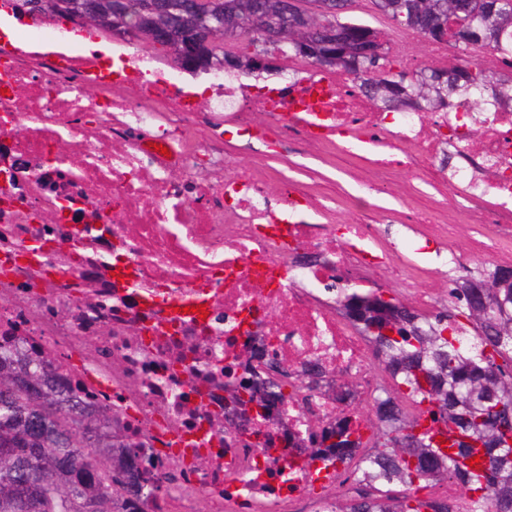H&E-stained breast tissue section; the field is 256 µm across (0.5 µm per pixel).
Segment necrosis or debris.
I'll use <instances>...</instances> for the list:
<instances>
[{"label": "necrosis or debris", "instance_id": "necrosis-or-debris-1", "mask_svg": "<svg viewBox=\"0 0 512 512\" xmlns=\"http://www.w3.org/2000/svg\"><path fill=\"white\" fill-rule=\"evenodd\" d=\"M308 82L317 111H289ZM230 129L259 140L248 166L229 160ZM343 141L458 194L512 263V98L384 112L314 65L274 88L220 71L193 88L178 65L62 20L0 30V339L50 352L89 405L111 406L113 432L165 480L153 512H332L352 458L308 437L342 419L362 442L376 433L384 379L335 288H375L363 273L386 266L410 287L423 268L377 225L333 223L311 190L275 196L267 180L289 149L322 159ZM414 230L435 263L461 265L447 217ZM271 377L276 423L228 428L231 390Z\"/></svg>", "mask_w": 512, "mask_h": 512}]
</instances>
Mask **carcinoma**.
Masks as SVG:
<instances>
[{"label":"carcinoma","instance_id":"1","mask_svg":"<svg viewBox=\"0 0 512 512\" xmlns=\"http://www.w3.org/2000/svg\"><path fill=\"white\" fill-rule=\"evenodd\" d=\"M88 26L103 27L111 0H86ZM224 21L241 26L244 49L255 48L265 63L230 64L227 70L259 76L278 70L280 50L320 67L354 74L359 89L375 107L392 111L431 110L453 95L472 96L488 87H505L494 76L463 59L446 71L420 68L393 71L389 50L367 54L368 24L346 18L354 0H218ZM372 0L375 10L428 43H447L466 52L502 49L512 29V6L492 12L488 0ZM288 26L298 15H319L321 23L298 37L316 45L314 56L293 45H277L262 28L270 8ZM336 32V39L329 37ZM479 277L502 288L448 290V306L429 316L383 290L358 293L336 289V297L358 313L361 328L374 345V357L395 381L375 400L381 426L358 464L352 495L336 499L335 512H462L449 496H421L443 484L469 495L468 512H512V446L502 428L512 424V268L482 270ZM495 303L500 320L485 319L479 306ZM463 316L474 326L475 342L459 336ZM270 405L265 387L242 385L231 403L248 413L255 401ZM417 408L409 415L403 403ZM112 408H91L80 392L52 368L45 354H28L0 343V512H76L78 501L93 502L97 512H150L164 489L147 472L137 448L111 429ZM457 434L440 447L433 429ZM330 448H350L345 428L322 435ZM480 457L478 467L467 464ZM70 460L66 468L60 461Z\"/></svg>","mask_w":512,"mask_h":512}]
</instances>
